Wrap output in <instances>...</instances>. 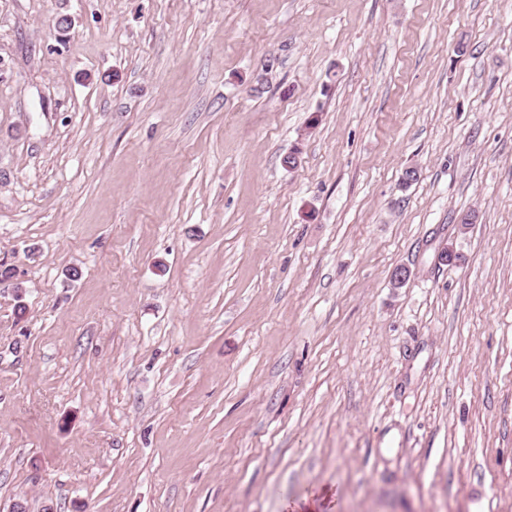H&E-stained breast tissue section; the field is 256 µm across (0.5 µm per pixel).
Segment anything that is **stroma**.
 Segmentation results:
<instances>
[{
  "instance_id": "obj_1",
  "label": "stroma",
  "mask_w": 512,
  "mask_h": 512,
  "mask_svg": "<svg viewBox=\"0 0 512 512\" xmlns=\"http://www.w3.org/2000/svg\"><path fill=\"white\" fill-rule=\"evenodd\" d=\"M0 266V512H512V0H0Z\"/></svg>"
}]
</instances>
